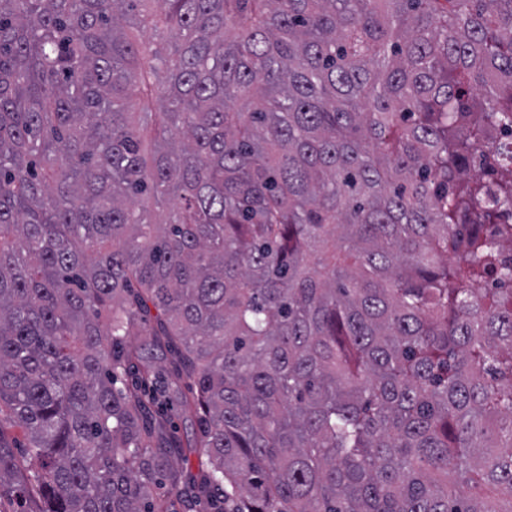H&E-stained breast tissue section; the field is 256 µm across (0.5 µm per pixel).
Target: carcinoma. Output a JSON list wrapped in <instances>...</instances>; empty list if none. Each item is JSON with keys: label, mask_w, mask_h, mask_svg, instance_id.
Segmentation results:
<instances>
[{"label": "carcinoma", "mask_w": 512, "mask_h": 512, "mask_svg": "<svg viewBox=\"0 0 512 512\" xmlns=\"http://www.w3.org/2000/svg\"><path fill=\"white\" fill-rule=\"evenodd\" d=\"M500 133L512 0H0V512H512Z\"/></svg>", "instance_id": "1"}]
</instances>
